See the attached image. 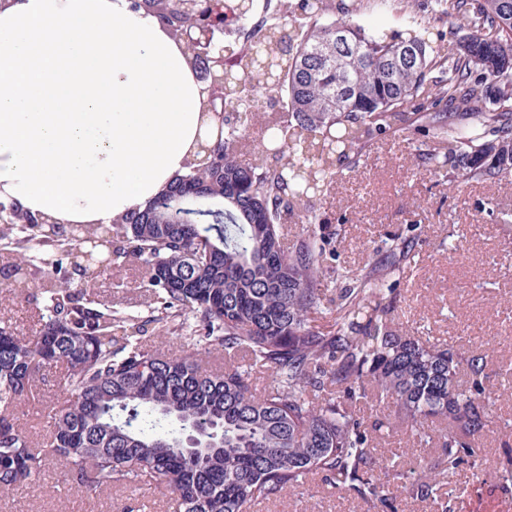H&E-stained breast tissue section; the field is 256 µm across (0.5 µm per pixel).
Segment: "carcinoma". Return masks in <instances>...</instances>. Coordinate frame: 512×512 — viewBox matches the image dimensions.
Segmentation results:
<instances>
[{
    "mask_svg": "<svg viewBox=\"0 0 512 512\" xmlns=\"http://www.w3.org/2000/svg\"><path fill=\"white\" fill-rule=\"evenodd\" d=\"M147 7L164 27L224 26V107L236 109L235 121L224 120L208 155L197 154L168 189L109 227L112 260L103 268L63 270L75 265V248L101 235L98 225L58 224L51 238L0 212V238L9 241L0 274L32 272L42 250L70 234L41 284V326L29 336L0 326V490L29 484L52 459L88 493L132 480L163 486L173 512H248L318 473L384 503L390 470L375 471L376 448L347 405L369 399L382 408L375 432L400 426L422 442L434 420L451 423L437 437L440 455L419 460L405 487L437 503L445 478L478 453L491 406L485 359L397 326L392 263L343 272L352 285L337 293L333 323L322 324L324 242L312 231L287 248L283 224L296 213L326 223L310 199L327 194L341 163L369 140L402 129L410 108L438 115L445 107L469 120L433 121L436 173L459 159L460 183L511 175L512 0H456L480 33L452 25L435 41L423 21L363 26L345 0H279L257 35L239 27L260 10L257 0H224L220 16L211 0ZM267 69L270 100L286 95L285 114L258 101L242 111L239 82ZM253 130L265 145L245 155ZM285 153L292 162L280 163ZM127 258L142 264L158 330L192 316L207 349L224 351V374L208 373L196 351L173 357L143 342L116 303L99 299L98 278ZM75 274L84 278L79 290ZM238 355L271 371L264 393ZM58 363L69 396L47 407L49 436L35 447L11 408L35 398ZM463 367L467 388L458 383Z\"/></svg>",
    "mask_w": 512,
    "mask_h": 512,
    "instance_id": "carcinoma-1",
    "label": "carcinoma"
}]
</instances>
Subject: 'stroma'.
I'll use <instances>...</instances> for the list:
<instances>
[{
    "label": "stroma",
    "instance_id": "stroma-1",
    "mask_svg": "<svg viewBox=\"0 0 512 512\" xmlns=\"http://www.w3.org/2000/svg\"><path fill=\"white\" fill-rule=\"evenodd\" d=\"M361 24L383 22L399 30L415 17L428 18L434 32L447 33L455 13L433 12L430 0H392L378 10L363 0ZM422 113L411 116L408 129L376 135L357 158L345 164L342 178L323 198L314 199L326 223L316 225L327 240V266L360 271L381 263L392 239L405 240L409 252L399 257L396 283L397 318L403 329L432 344H450L466 354L483 355L494 383L512 370V177H488L456 188L433 173L423 155L433 153L437 140ZM459 251H449V244ZM49 267L33 270L31 288L5 292L0 287V319L19 335L39 325L42 296L39 283ZM124 285L102 283L101 296H115L122 315L146 319L145 291L137 264L126 263ZM67 394L62 367H53L40 386L38 400L18 404L13 414L31 441H43L47 430L44 408ZM512 426V390L502 391L494 418L479 439L480 452L453 479L442 500L448 512H465L475 503L480 512H497L512 502L505 492L504 470L512 457L501 435ZM380 463L405 471L417 457L436 459L437 443L414 441L397 429L378 441ZM402 479L391 482V506L374 505L356 492L332 486L320 474L303 479L280 497L252 505L250 512H423ZM168 491L137 483L109 486L90 494L69 480L63 469L46 464L27 487L0 492V512H170Z\"/></svg>",
    "mask_w": 512,
    "mask_h": 512
}]
</instances>
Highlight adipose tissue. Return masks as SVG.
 I'll return each instance as SVG.
<instances>
[{
    "mask_svg": "<svg viewBox=\"0 0 512 512\" xmlns=\"http://www.w3.org/2000/svg\"><path fill=\"white\" fill-rule=\"evenodd\" d=\"M180 47L128 0L0 12V198L110 225L185 170L201 132Z\"/></svg>",
    "mask_w": 512,
    "mask_h": 512,
    "instance_id": "ef3b65f1",
    "label": "adipose tissue"
}]
</instances>
